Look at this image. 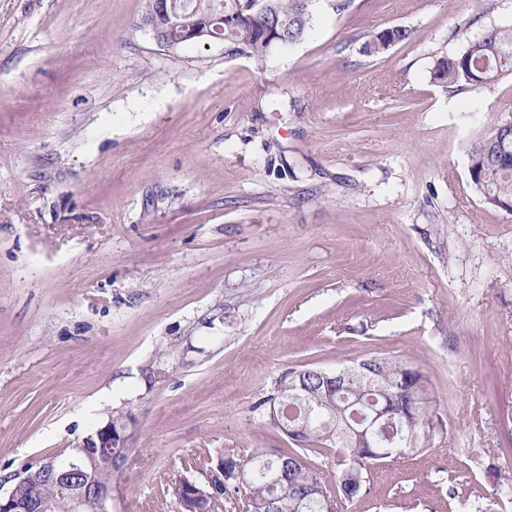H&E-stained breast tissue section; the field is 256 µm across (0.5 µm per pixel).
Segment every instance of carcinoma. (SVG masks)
<instances>
[{"label":"carcinoma","mask_w":512,"mask_h":512,"mask_svg":"<svg viewBox=\"0 0 512 512\" xmlns=\"http://www.w3.org/2000/svg\"><path fill=\"white\" fill-rule=\"evenodd\" d=\"M172 5L180 15L199 9L212 19V35L203 43L223 42L261 61L280 46L265 34L273 30L292 45L300 41L310 26L314 0H263L257 10L242 14L241 20L227 25L224 16L235 10L238 0H145L141 21L155 25L161 44L168 50L181 45L177 32L171 30L160 14V2ZM412 31L403 26L381 29L367 36L361 53L375 57L390 47L408 42ZM512 76V26L492 27L470 42L455 56L437 62L431 78L450 87H478ZM468 172L475 190L496 207L512 209V112H496L485 118L465 147ZM372 370L350 381L335 385L325 382L320 368L306 364L291 366L273 381L268 394L255 405L259 414L279 432L301 423L304 431L290 440L293 447L252 448L245 454L224 452L223 493L244 496L249 507L262 510L270 505L273 512H332L337 499L351 501L364 493V473L385 461L381 450L368 447L351 437L347 426L353 413L369 407H387L394 414L390 427L391 460L421 450L428 436L432 418L429 414L428 382L422 373L407 377L401 364L383 358L370 360ZM335 448L343 456V469L330 487L308 462L309 455H322ZM240 468L253 472L252 480L237 485ZM17 496L26 499L37 493L56 502V512H66L68 499L54 482L47 480L38 488L15 483ZM168 493L177 512H207L210 498H190L180 479L169 485Z\"/></svg>","instance_id":"cac0c4a2"}]
</instances>
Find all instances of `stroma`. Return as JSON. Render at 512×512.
<instances>
[{
  "label": "stroma",
  "mask_w": 512,
  "mask_h": 512,
  "mask_svg": "<svg viewBox=\"0 0 512 512\" xmlns=\"http://www.w3.org/2000/svg\"><path fill=\"white\" fill-rule=\"evenodd\" d=\"M141 15L0 0V491L119 414L106 512H173L224 451L287 447L254 409L281 371L376 356L428 377L436 430L335 512H512V212L465 153L512 78H431L512 0H318L259 63ZM411 38L412 31L406 27L384 28L367 36L361 45V53L367 57L379 56L395 44L409 42Z\"/></svg>",
  "instance_id": "obj_1"
}]
</instances>
